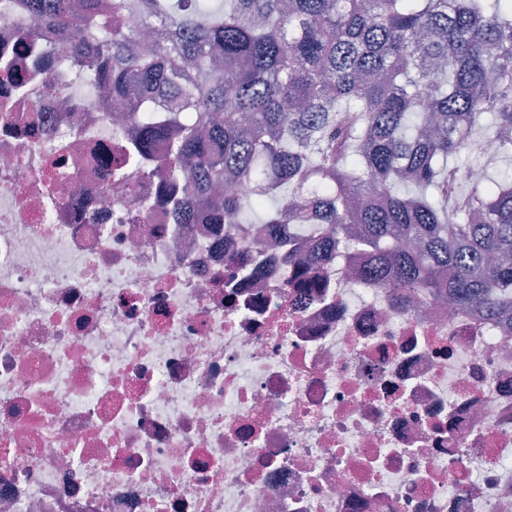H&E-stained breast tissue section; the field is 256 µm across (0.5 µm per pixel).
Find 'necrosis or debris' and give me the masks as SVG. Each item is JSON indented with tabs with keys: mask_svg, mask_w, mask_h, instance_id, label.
Here are the masks:
<instances>
[{
	"mask_svg": "<svg viewBox=\"0 0 512 512\" xmlns=\"http://www.w3.org/2000/svg\"><path fill=\"white\" fill-rule=\"evenodd\" d=\"M129 135L76 73L0 79V512H512V328L355 250L295 293L259 225L123 192Z\"/></svg>",
	"mask_w": 512,
	"mask_h": 512,
	"instance_id": "4bbe7bcc",
	"label": "necrosis or debris"
}]
</instances>
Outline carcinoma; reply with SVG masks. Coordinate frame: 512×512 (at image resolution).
<instances>
[{"mask_svg":"<svg viewBox=\"0 0 512 512\" xmlns=\"http://www.w3.org/2000/svg\"><path fill=\"white\" fill-rule=\"evenodd\" d=\"M61 35L44 65L123 103L157 202L228 231L245 207L294 235L299 288L353 246L407 300L481 305L512 325V173L468 181L480 139L512 153V0H17ZM486 113L494 116L487 129ZM167 141L158 158L154 146ZM248 181L252 194L217 193Z\"/></svg>","mask_w":512,"mask_h":512,"instance_id":"1","label":"carcinoma"}]
</instances>
